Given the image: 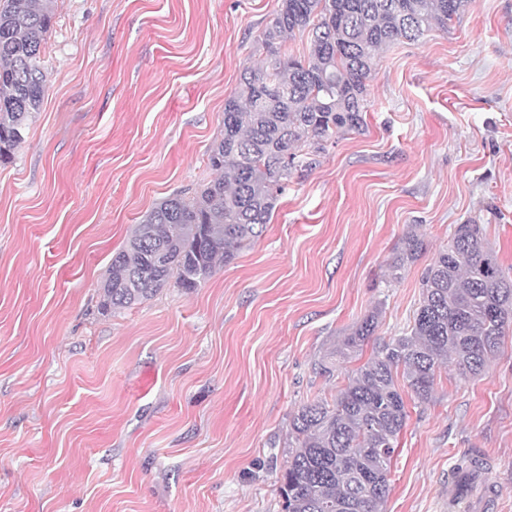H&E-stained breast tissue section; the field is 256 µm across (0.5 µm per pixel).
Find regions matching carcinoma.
<instances>
[{"instance_id":"obj_1","label":"carcinoma","mask_w":512,"mask_h":512,"mask_svg":"<svg viewBox=\"0 0 512 512\" xmlns=\"http://www.w3.org/2000/svg\"><path fill=\"white\" fill-rule=\"evenodd\" d=\"M468 0H281L262 32L265 65L241 71L224 103V133L208 154L218 172L194 196L168 197L135 226L112 257L100 309L140 303L170 279L198 288L217 262H229L260 236L279 196L307 158L338 134L364 124L367 82L383 48L447 29ZM52 0H0V162L24 142L46 85L43 53ZM308 33L306 53L286 45ZM424 252L415 235L388 264L391 278ZM410 330L379 343L347 374L333 401L301 405L288 430L279 495L284 512H379L408 419L401 385L420 403L433 399L437 369L451 363L477 376L496 357L512 323L505 278L480 225L459 224L421 273ZM375 330L365 318L334 354L360 356Z\"/></svg>"}]
</instances>
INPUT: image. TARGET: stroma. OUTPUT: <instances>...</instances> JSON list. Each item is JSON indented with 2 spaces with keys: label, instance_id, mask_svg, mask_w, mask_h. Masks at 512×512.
Returning <instances> with one entry per match:
<instances>
[{
  "label": "stroma",
  "instance_id": "stroma-1",
  "mask_svg": "<svg viewBox=\"0 0 512 512\" xmlns=\"http://www.w3.org/2000/svg\"><path fill=\"white\" fill-rule=\"evenodd\" d=\"M280 0H55L48 81L0 164V512H281L288 426L357 360L317 373L377 314L413 323L420 276L478 224L512 279V0L390 45L361 132L295 172L263 235L199 288L103 313L136 224L215 173L224 102ZM420 259L389 279L406 235ZM410 417L380 512H512V328L476 377L441 368Z\"/></svg>",
  "mask_w": 512,
  "mask_h": 512
}]
</instances>
